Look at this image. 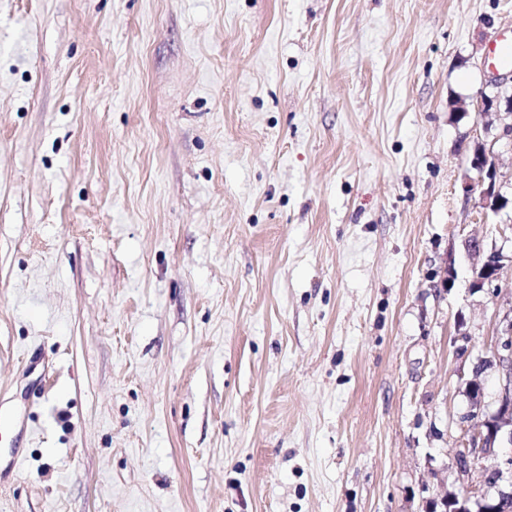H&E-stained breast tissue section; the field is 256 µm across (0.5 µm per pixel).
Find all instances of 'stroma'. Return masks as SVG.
I'll list each match as a JSON object with an SVG mask.
<instances>
[{
	"label": "stroma",
	"mask_w": 512,
	"mask_h": 512,
	"mask_svg": "<svg viewBox=\"0 0 512 512\" xmlns=\"http://www.w3.org/2000/svg\"><path fill=\"white\" fill-rule=\"evenodd\" d=\"M512 0H0V512H422L512 309L463 190ZM454 279L443 285V269ZM511 250L509 253L504 252V247L496 246L487 250L480 240L469 241L468 247L473 254L480 258V264H476L473 268V280L470 285L472 288L483 289L493 288V294H497L498 289L501 288L499 282V272L506 262L512 266V237H510Z\"/></svg>",
	"instance_id": "stroma-1"
}]
</instances>
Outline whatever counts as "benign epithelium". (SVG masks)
I'll return each mask as SVG.
<instances>
[{
  "instance_id": "obj_1",
  "label": "benign epithelium",
  "mask_w": 512,
  "mask_h": 512,
  "mask_svg": "<svg viewBox=\"0 0 512 512\" xmlns=\"http://www.w3.org/2000/svg\"><path fill=\"white\" fill-rule=\"evenodd\" d=\"M477 112L483 117L485 134L492 138L477 140L466 159V198L474 199L484 216H496L512 205L496 165L499 149H512V122L501 123L495 133L491 129L494 119L512 118V93H504L499 83H492V91L481 93L477 100ZM468 247L481 259L473 268L470 287L498 292L499 272L505 263L512 264V251L506 253L502 246L488 250L480 240L469 241ZM488 367L497 368L502 375L491 411L487 410L484 389L477 379ZM466 392L469 411L461 421L479 417L480 425L448 462L463 492L450 491L430 499L425 512H512V309L500 320L491 354L479 358ZM488 456L497 458L498 465L489 472L482 471L479 462Z\"/></svg>"
}]
</instances>
